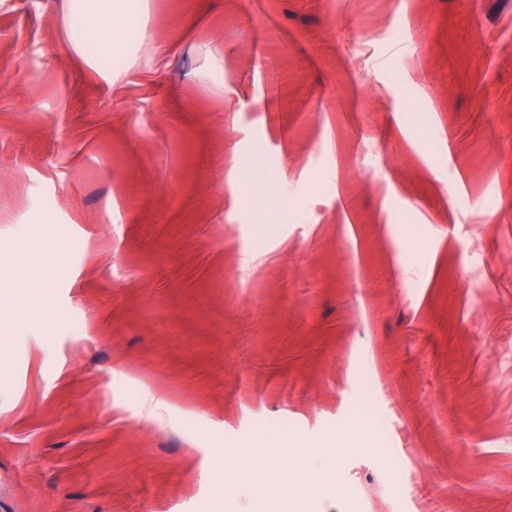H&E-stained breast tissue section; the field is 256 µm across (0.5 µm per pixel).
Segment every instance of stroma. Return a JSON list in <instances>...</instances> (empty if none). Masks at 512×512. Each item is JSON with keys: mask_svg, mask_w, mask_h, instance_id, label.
<instances>
[{"mask_svg": "<svg viewBox=\"0 0 512 512\" xmlns=\"http://www.w3.org/2000/svg\"><path fill=\"white\" fill-rule=\"evenodd\" d=\"M144 24L153 69L110 82L60 0H0V251L26 237L37 289L0 347V512H211L263 429L312 512H512V0ZM353 419L376 446L330 460Z\"/></svg>", "mask_w": 512, "mask_h": 512, "instance_id": "1", "label": "stroma"}]
</instances>
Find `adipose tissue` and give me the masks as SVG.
Returning a JSON list of instances; mask_svg holds the SVG:
<instances>
[{
  "instance_id": "ef3b65f1",
  "label": "adipose tissue",
  "mask_w": 512,
  "mask_h": 512,
  "mask_svg": "<svg viewBox=\"0 0 512 512\" xmlns=\"http://www.w3.org/2000/svg\"><path fill=\"white\" fill-rule=\"evenodd\" d=\"M62 4L70 45L94 70L99 69L101 59L124 54L130 33L141 27L143 0H62ZM376 441V431L356 419L331 431L323 448L328 456L337 458L357 448L372 447ZM289 450L281 435L262 432L245 448L232 450L233 466L223 472L225 487H232L242 474L265 512H302L297 487L282 464Z\"/></svg>"
}]
</instances>
